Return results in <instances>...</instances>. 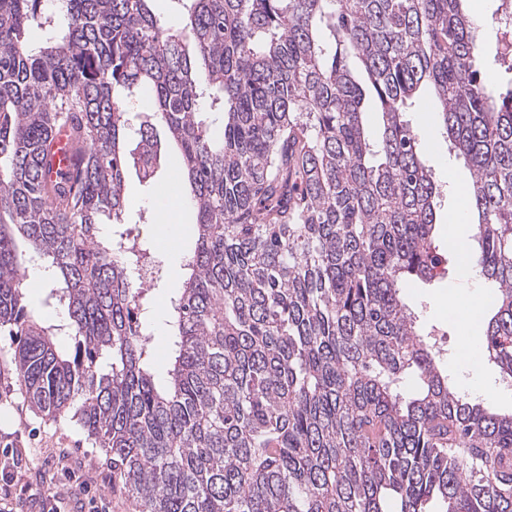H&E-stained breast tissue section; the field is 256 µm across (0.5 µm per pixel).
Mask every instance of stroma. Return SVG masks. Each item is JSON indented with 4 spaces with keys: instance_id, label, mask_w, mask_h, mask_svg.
I'll return each mask as SVG.
<instances>
[{
    "instance_id": "obj_1",
    "label": "stroma",
    "mask_w": 512,
    "mask_h": 512,
    "mask_svg": "<svg viewBox=\"0 0 512 512\" xmlns=\"http://www.w3.org/2000/svg\"><path fill=\"white\" fill-rule=\"evenodd\" d=\"M498 0H470V17L480 30L481 55L476 68L488 88L512 81V71L500 64L496 49L500 34L491 17ZM411 119L425 145L426 160L436 179L455 178L467 184L470 173L463 159L449 154L432 112L429 91H422ZM159 184L144 183L129 175L125 184L127 229L136 242L147 244L163 269L189 253L195 244L190 210H165ZM469 204L447 187L439 211L441 219L459 218L466 241L476 229L465 220ZM168 216L172 229L161 232V216ZM403 301L417 311L425 328L434 330L440 365L460 392L476 396L462 366L461 346L466 329L492 300L488 284L459 273L425 287L410 284L401 293ZM10 337L0 335V468L18 467V479L7 501L13 512H38L36 498L46 489L61 493V512H139L136 500L112 476L105 452L88 440L72 420L54 421L28 405L12 362Z\"/></svg>"
}]
</instances>
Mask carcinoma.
Returning a JSON list of instances; mask_svg holds the SVG:
<instances>
[{"mask_svg":"<svg viewBox=\"0 0 512 512\" xmlns=\"http://www.w3.org/2000/svg\"><path fill=\"white\" fill-rule=\"evenodd\" d=\"M150 2L0 0V330L28 402L74 413L140 512H512V412L458 392L401 298L440 275L406 118L427 88L471 174L482 358L512 386V87L474 69L468 0H173L176 26ZM172 149L198 236L161 382L149 251L99 224ZM33 259L62 324L26 303Z\"/></svg>","mask_w":512,"mask_h":512,"instance_id":"cac0c4a2","label":"carcinoma"}]
</instances>
